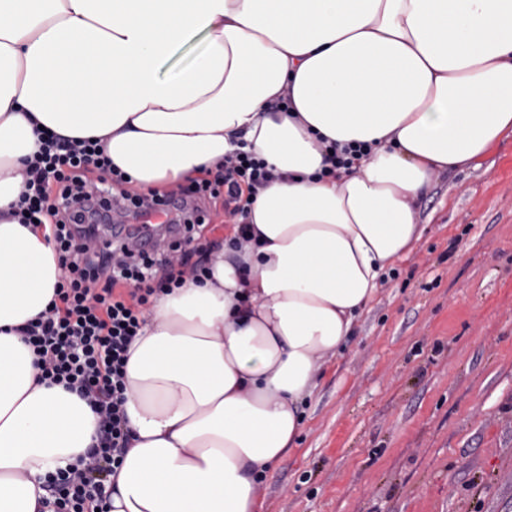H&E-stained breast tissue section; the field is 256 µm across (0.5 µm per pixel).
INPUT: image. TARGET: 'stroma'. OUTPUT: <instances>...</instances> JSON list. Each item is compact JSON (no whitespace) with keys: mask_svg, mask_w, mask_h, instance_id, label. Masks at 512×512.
Instances as JSON below:
<instances>
[{"mask_svg":"<svg viewBox=\"0 0 512 512\" xmlns=\"http://www.w3.org/2000/svg\"><path fill=\"white\" fill-rule=\"evenodd\" d=\"M415 207L425 232L326 361L264 512H512V136Z\"/></svg>","mask_w":512,"mask_h":512,"instance_id":"1","label":"stroma"}]
</instances>
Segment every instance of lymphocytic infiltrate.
<instances>
[{
  "label": "lymphocytic infiltrate",
  "instance_id": "1",
  "mask_svg": "<svg viewBox=\"0 0 512 512\" xmlns=\"http://www.w3.org/2000/svg\"><path fill=\"white\" fill-rule=\"evenodd\" d=\"M99 180H92V173ZM26 190L18 209L26 223L49 222L58 255L60 278L55 298L37 320L25 324L23 340L35 355L40 379L77 392L98 416L95 440L84 456L66 469L47 473L44 505L52 512H105V482L126 451L129 429L124 409L128 348L142 329L159 296L180 287L184 274L208 277L210 246L186 236L175 242L180 262L169 254L86 248L96 237L93 215L119 208L132 215L161 205L156 193L124 189V175L114 168L98 140H70L46 132L29 163ZM274 178L253 154L225 156L212 177L191 180L181 195L223 198L233 220L228 247L249 241L247 218L253 195Z\"/></svg>",
  "mask_w": 512,
  "mask_h": 512
}]
</instances>
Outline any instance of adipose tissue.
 Returning a JSON list of instances; mask_svg holds the SVG:
<instances>
[{
	"label": "adipose tissue",
	"instance_id": "ef3b65f1",
	"mask_svg": "<svg viewBox=\"0 0 512 512\" xmlns=\"http://www.w3.org/2000/svg\"><path fill=\"white\" fill-rule=\"evenodd\" d=\"M42 130L98 139L138 188L242 145L276 173L250 242L149 310L106 482L109 512H263L259 481L302 432L323 360L421 239L432 175L512 134V0H0V512H40V477L97 428L39 382L19 332L60 274L48 229L10 210ZM333 143L369 159L324 176Z\"/></svg>",
	"mask_w": 512,
	"mask_h": 512
}]
</instances>
